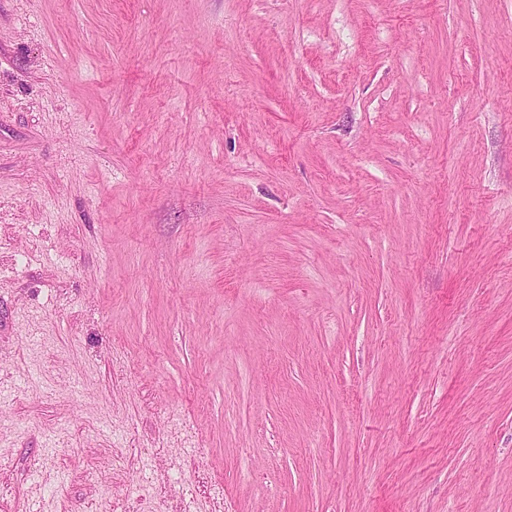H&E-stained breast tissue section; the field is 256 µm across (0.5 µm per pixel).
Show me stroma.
<instances>
[{
    "instance_id": "35a3bbf8",
    "label": "stroma",
    "mask_w": 512,
    "mask_h": 512,
    "mask_svg": "<svg viewBox=\"0 0 512 512\" xmlns=\"http://www.w3.org/2000/svg\"><path fill=\"white\" fill-rule=\"evenodd\" d=\"M512 512V0H0V512Z\"/></svg>"
}]
</instances>
